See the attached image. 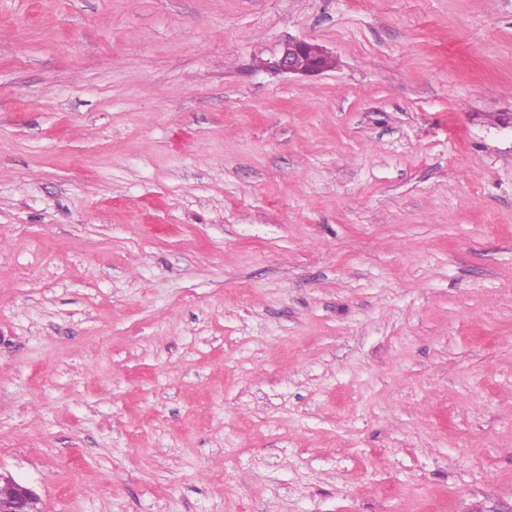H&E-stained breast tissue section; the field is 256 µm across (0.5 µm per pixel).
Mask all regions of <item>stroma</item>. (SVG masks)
I'll return each mask as SVG.
<instances>
[{
    "mask_svg": "<svg viewBox=\"0 0 512 512\" xmlns=\"http://www.w3.org/2000/svg\"><path fill=\"white\" fill-rule=\"evenodd\" d=\"M0 473L512 512V0H0ZM314 44L306 40H288L282 45L271 67L302 80L323 74L330 69L328 62L333 56L319 45L312 49Z\"/></svg>",
    "mask_w": 512,
    "mask_h": 512,
    "instance_id": "1",
    "label": "stroma"
}]
</instances>
